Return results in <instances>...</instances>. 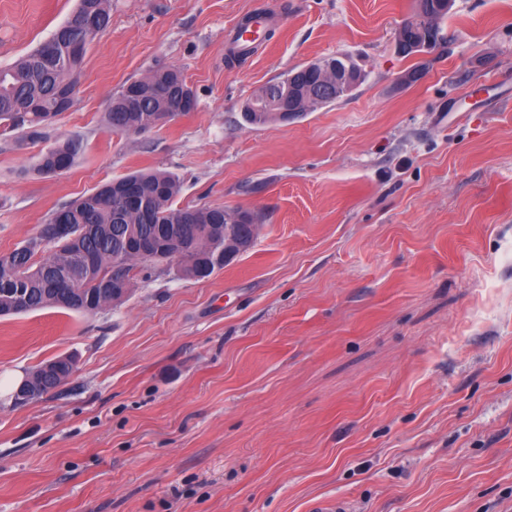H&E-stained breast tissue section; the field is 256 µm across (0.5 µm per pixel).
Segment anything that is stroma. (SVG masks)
I'll return each mask as SVG.
<instances>
[{
    "label": "stroma",
    "mask_w": 512,
    "mask_h": 512,
    "mask_svg": "<svg viewBox=\"0 0 512 512\" xmlns=\"http://www.w3.org/2000/svg\"><path fill=\"white\" fill-rule=\"evenodd\" d=\"M76 5L0 0V67ZM415 5L112 0L72 108L38 142L0 126V251L140 169L261 218L207 279L150 264L116 307L0 319V378L78 366L0 400V512H512V0H455L443 42L404 57ZM258 13L271 42L235 56L227 30ZM336 55L366 76L349 96L244 122L259 88ZM159 65L195 111L113 134L108 99ZM68 137L74 165L36 173ZM76 368V359L73 360L72 357L70 356H59L53 360L41 363L40 365L30 370L29 373H34L37 376H39V379L42 383V389L37 394L29 398L27 401H19V399H22L23 397L30 396L38 387L37 380H35L33 377L29 375H26L21 380L17 388V393L23 397H20L15 393V404L23 405L30 401L42 398L44 394H47L50 391L55 390L62 383H64L66 381V378L70 377L72 373L75 372ZM57 371H59L63 375V378L59 382L56 375Z\"/></svg>",
    "instance_id": "35a3bbf8"
}]
</instances>
